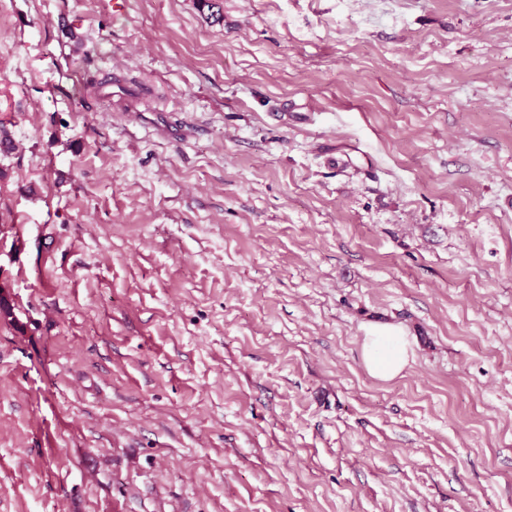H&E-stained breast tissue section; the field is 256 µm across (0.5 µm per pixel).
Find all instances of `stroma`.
I'll return each instance as SVG.
<instances>
[{
	"label": "stroma",
	"instance_id": "obj_1",
	"mask_svg": "<svg viewBox=\"0 0 512 512\" xmlns=\"http://www.w3.org/2000/svg\"><path fill=\"white\" fill-rule=\"evenodd\" d=\"M0 10V512H512V0ZM393 333L391 328H374L364 337V363L374 376L382 379L397 376L408 362V341Z\"/></svg>",
	"mask_w": 512,
	"mask_h": 512
}]
</instances>
